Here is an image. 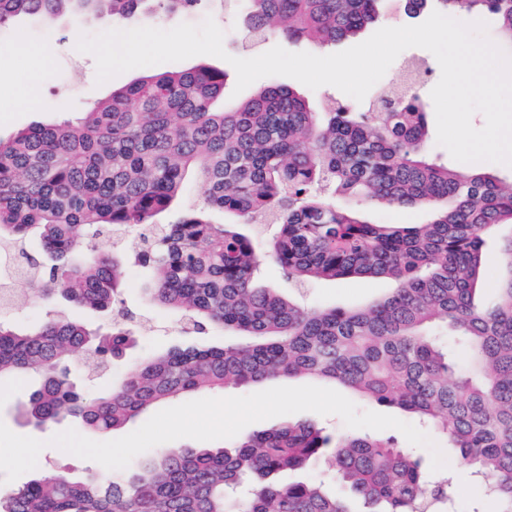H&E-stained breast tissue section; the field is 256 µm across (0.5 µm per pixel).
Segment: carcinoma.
Returning <instances> with one entry per match:
<instances>
[{"label": "carcinoma", "mask_w": 512, "mask_h": 512, "mask_svg": "<svg viewBox=\"0 0 512 512\" xmlns=\"http://www.w3.org/2000/svg\"><path fill=\"white\" fill-rule=\"evenodd\" d=\"M201 0H0V26L27 15L108 14L156 3L169 12ZM385 0H245L249 34L336 44L374 23ZM438 5L450 16L495 15L512 46V0H403L417 17ZM224 72L175 67L142 77L77 123L32 127L0 139V246L22 252L48 301L106 319L91 328L55 310L27 325L0 319V385L28 382L23 414L37 426L77 419L94 432L125 426L154 406L205 390L282 377L338 383L414 415L460 451L484 493L470 512H512V233L496 259L483 236L512 227V183L492 171L448 167L424 153L421 71L366 112L327 99L319 112L290 87L271 84L230 111ZM204 204L170 224L188 172ZM425 207L424 224L365 220L335 196ZM221 210L235 224H214ZM255 224H270V252L297 286L345 277H386L394 290L366 307L308 309L260 287ZM147 226L138 243L146 299L180 316L200 338L136 359L103 392L77 386L70 360L107 369L132 344L131 317L115 312L124 275L112 236ZM31 241L42 253L24 251ZM499 295L476 294L490 262ZM212 329L235 340L208 342ZM320 457L333 480L284 484ZM454 477L435 481L423 459L393 436L338 438L284 421L233 448L161 449L110 474L36 475L0 512H448Z\"/></svg>", "instance_id": "carcinoma-1"}]
</instances>
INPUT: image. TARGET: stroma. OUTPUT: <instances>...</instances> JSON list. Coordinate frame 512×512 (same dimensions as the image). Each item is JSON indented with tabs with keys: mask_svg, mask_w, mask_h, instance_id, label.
Here are the masks:
<instances>
[{
	"mask_svg": "<svg viewBox=\"0 0 512 512\" xmlns=\"http://www.w3.org/2000/svg\"><path fill=\"white\" fill-rule=\"evenodd\" d=\"M243 10L241 0H205L190 12L174 14H146L130 20V27L150 26L169 29L180 23H201L212 17L224 32V48L228 56L250 58L274 46L291 52L314 51L315 55H330L343 51V44L333 47L310 48L302 41H289L271 36L259 44H250L240 23ZM112 27L111 17L105 15L71 16L62 18L56 28H48L41 20L31 17L17 19L0 28V138L7 139L16 132L35 125H54L64 121L76 122L98 102L110 99L114 90L128 86L148 74L170 70V63L140 67L127 71L105 83L96 81V63L92 55L75 48L79 34H96ZM412 60L425 63L428 74L419 83L416 92L428 114V136L424 147L429 157L437 162H449L448 151L437 143L436 118L430 92L441 76L440 66L429 51L409 48L399 54L386 74L367 93L363 101H356L332 86L310 89L290 77H281V84L294 87L308 101L312 110H319L324 100L333 98L349 108L364 112L370 103L384 91L398 83L405 65ZM206 65L224 71V98L220 105L231 108L238 97H250L272 84V77L258 79L241 96H234L236 72L227 59L210 55H197L183 60V68ZM122 248L128 256L126 266L127 286L124 290V309L137 320L147 321L148 330L138 332L133 346L122 356L114 358L106 375L88 378L87 384L95 390L107 388L126 373L130 363L149 356L161 349L186 343L187 337L177 315L150 304L141 286L142 270L135 258L134 238H127ZM393 284L384 278L346 277L336 281H316L302 290L298 298L312 306L353 307L365 306L389 294ZM26 399V390L17 385L0 388V422L12 432L46 441L38 463L47 473L65 474L74 478L99 470L100 465L84 460L50 446L51 431L28 424L18 413V406Z\"/></svg>",
	"mask_w": 512,
	"mask_h": 512,
	"instance_id": "1",
	"label": "stroma"
}]
</instances>
